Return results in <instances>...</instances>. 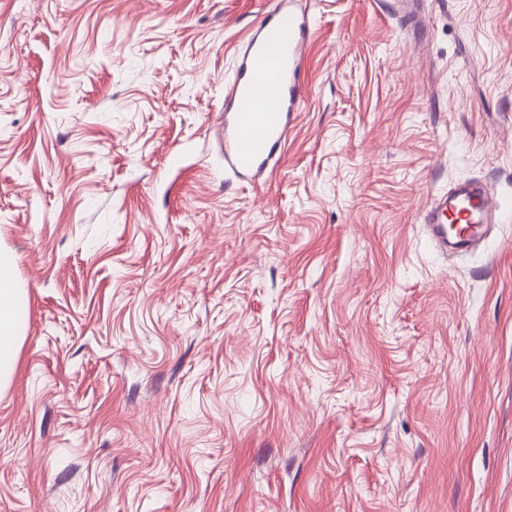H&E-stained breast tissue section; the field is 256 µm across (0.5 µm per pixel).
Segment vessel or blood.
Returning a JSON list of instances; mask_svg holds the SVG:
<instances>
[{
    "instance_id": "b4317fda",
    "label": "vessel or blood",
    "mask_w": 512,
    "mask_h": 512,
    "mask_svg": "<svg viewBox=\"0 0 512 512\" xmlns=\"http://www.w3.org/2000/svg\"><path fill=\"white\" fill-rule=\"evenodd\" d=\"M311 32L307 16L290 0H279L249 40L242 63L224 97V165L235 176H262L288 134L300 97L302 50ZM278 93L268 98L265 85ZM503 201L478 184L461 182L439 195L423 216L432 244L440 250H468L484 227L497 223Z\"/></svg>"
}]
</instances>
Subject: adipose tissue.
<instances>
[{
  "label": "adipose tissue",
  "mask_w": 512,
  "mask_h": 512,
  "mask_svg": "<svg viewBox=\"0 0 512 512\" xmlns=\"http://www.w3.org/2000/svg\"><path fill=\"white\" fill-rule=\"evenodd\" d=\"M16 265L15 252L0 246V391L13 379L29 318L26 291L15 276Z\"/></svg>",
  "instance_id": "adipose-tissue-1"
}]
</instances>
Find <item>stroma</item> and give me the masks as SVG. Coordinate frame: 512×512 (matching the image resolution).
Segmentation results:
<instances>
[{
    "mask_svg": "<svg viewBox=\"0 0 512 512\" xmlns=\"http://www.w3.org/2000/svg\"><path fill=\"white\" fill-rule=\"evenodd\" d=\"M295 0L258 182L224 88L277 0H0V245L29 321L0 512H512V0ZM504 207L503 201L480 185L461 182L435 199L423 215V226L432 244L441 251H466L483 236L482 228L499 221ZM448 221L465 224L452 240L448 238Z\"/></svg>",
    "mask_w": 512,
    "mask_h": 512,
    "instance_id": "stroma-1",
    "label": "stroma"
}]
</instances>
